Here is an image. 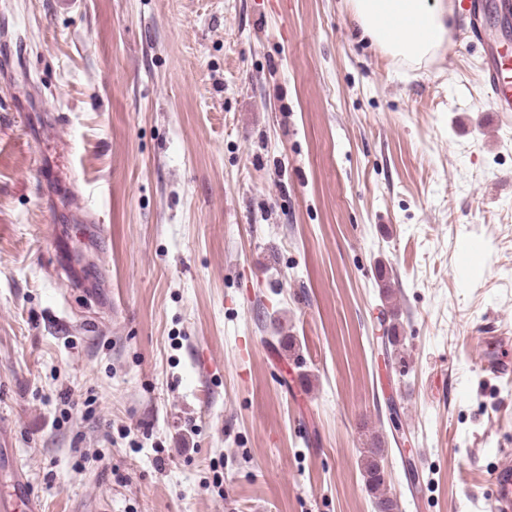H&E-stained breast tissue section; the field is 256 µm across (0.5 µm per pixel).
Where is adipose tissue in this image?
I'll list each match as a JSON object with an SVG mask.
<instances>
[{"label":"adipose tissue","instance_id":"ef3b65f1","mask_svg":"<svg viewBox=\"0 0 512 512\" xmlns=\"http://www.w3.org/2000/svg\"><path fill=\"white\" fill-rule=\"evenodd\" d=\"M350 8L363 38L400 61L430 59L452 32L450 0H350Z\"/></svg>","mask_w":512,"mask_h":512}]
</instances>
